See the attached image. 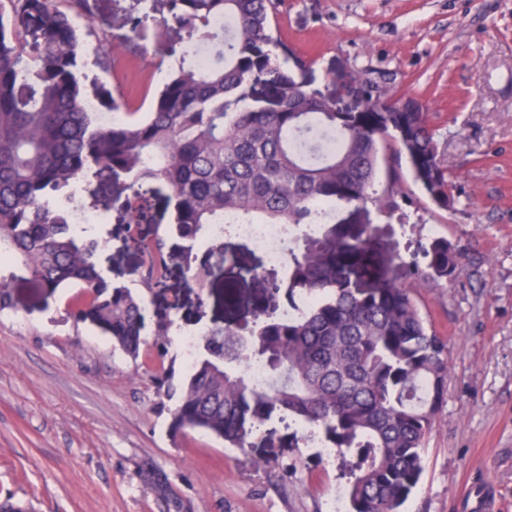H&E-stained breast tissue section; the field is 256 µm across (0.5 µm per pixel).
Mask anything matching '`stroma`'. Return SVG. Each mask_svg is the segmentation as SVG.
Here are the masks:
<instances>
[{"mask_svg":"<svg viewBox=\"0 0 512 512\" xmlns=\"http://www.w3.org/2000/svg\"><path fill=\"white\" fill-rule=\"evenodd\" d=\"M93 21L106 50L86 39L80 80L87 95L111 88L119 110L147 109L172 71L155 22L131 34V12L148 0H94ZM275 38L309 64L316 87L334 77L376 82L386 97H411L428 114L454 205L435 207L406 166H381L380 184L405 198L386 215L371 212L378 236L406 260L397 280L422 315L448 340V394L426 439L424 470L404 512H479L482 486L495 489L498 512H512V0H279ZM99 260L113 282L140 288L123 225L101 224ZM447 237L465 257L454 275L422 284L424 249ZM217 265L197 307L189 277L168 283L183 302L180 333L234 319L223 286L247 295L261 286L265 252L224 236ZM16 310L0 312V497L31 512H329L344 484L321 434L293 418L268 430L281 448L225 447L194 431L169 430L175 402L157 395L158 359L131 360L70 315L72 289L42 298L12 285Z\"/></svg>","mask_w":512,"mask_h":512,"instance_id":"stroma-1","label":"stroma"}]
</instances>
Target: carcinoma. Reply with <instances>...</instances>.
I'll list each match as a JSON object with an SVG mask.
<instances>
[{
  "label": "carcinoma",
  "instance_id": "carcinoma-1",
  "mask_svg": "<svg viewBox=\"0 0 512 512\" xmlns=\"http://www.w3.org/2000/svg\"><path fill=\"white\" fill-rule=\"evenodd\" d=\"M162 36L179 66L147 112L102 124L86 108L89 0H0V311L15 308L10 285L32 283L45 298L76 288L71 312L136 361L147 337L167 354L178 300L149 308L144 297L101 269L103 239L74 224L72 189L92 210H110L93 180L108 174L125 250L137 254L141 286L165 296L178 270L207 286L224 262L226 212L245 222L286 224L285 262L263 271L249 300L251 325H214L200 337L170 430H197L230 448H280L261 428L284 414L320 430L341 460L349 512H402L423 473L425 439L447 398L448 341L422 316L389 271L405 264L360 223L369 207L392 213L403 192L375 188L386 155L407 163L439 209L452 199L427 113L409 98L381 112L372 83L335 79L327 92L305 79L307 63L275 55L278 0H161ZM228 21L216 30L214 18ZM196 43L213 55L200 70ZM334 144L323 145L326 136ZM169 190V224L153 222L151 194ZM351 205V215L315 216L314 205ZM418 281L453 275L464 252L431 238ZM298 314L285 319L281 312ZM264 364L256 383L244 362ZM173 368L154 376L173 396Z\"/></svg>",
  "mask_w": 512,
  "mask_h": 512
}]
</instances>
